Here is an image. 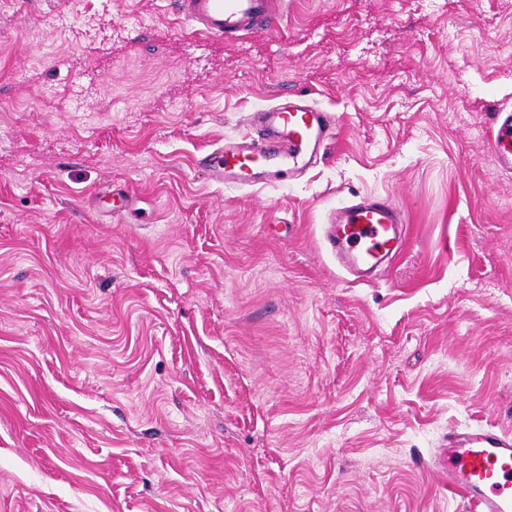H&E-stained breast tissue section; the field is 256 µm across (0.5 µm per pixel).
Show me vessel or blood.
<instances>
[{"label": "vessel or blood", "mask_w": 512, "mask_h": 512, "mask_svg": "<svg viewBox=\"0 0 512 512\" xmlns=\"http://www.w3.org/2000/svg\"><path fill=\"white\" fill-rule=\"evenodd\" d=\"M171 5L194 31L227 40L274 31L287 9L286 0H171ZM340 124V115L300 96L284 107L261 106L200 163L211 181L224 186L281 185L317 160ZM490 146L500 168L511 173L512 112L495 113ZM405 224L390 198L366 195L331 209L326 240L344 271L363 276L403 250ZM433 467L442 486L472 512H512V431L450 430Z\"/></svg>", "instance_id": "1"}]
</instances>
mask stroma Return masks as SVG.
<instances>
[{"instance_id": "1", "label": "stroma", "mask_w": 512, "mask_h": 512, "mask_svg": "<svg viewBox=\"0 0 512 512\" xmlns=\"http://www.w3.org/2000/svg\"><path fill=\"white\" fill-rule=\"evenodd\" d=\"M509 45L512 0H291L234 41L0 0V512H468L432 459L512 429ZM299 92L342 117L322 157L211 184ZM363 194L410 224L371 285L324 236ZM512 111L500 110L494 113L490 146L500 168L512 172Z\"/></svg>"}]
</instances>
